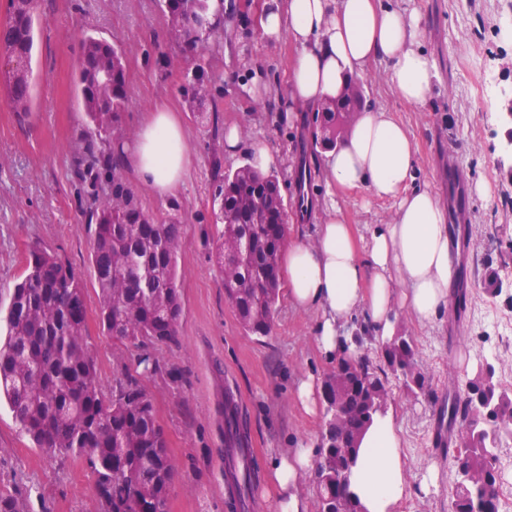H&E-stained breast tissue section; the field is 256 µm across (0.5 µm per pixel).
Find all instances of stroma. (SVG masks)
<instances>
[{
	"mask_svg": "<svg viewBox=\"0 0 512 512\" xmlns=\"http://www.w3.org/2000/svg\"><path fill=\"white\" fill-rule=\"evenodd\" d=\"M416 11L423 47L437 69L434 89L421 105L402 102L389 66L374 62L356 79L364 105L393 112L411 134L418 185L436 192L458 244L462 310L445 309L436 324L420 327L401 312L402 331L427 373L424 392L412 393L389 376L390 401L399 410L401 452L413 490L400 512H451L457 468L448 443V396L471 376L478 361L492 364L512 390V297H489L476 283L486 268L512 270V185L497 170L501 132L496 114L501 95L480 91L482 81L512 89V0H383ZM121 46L132 105L121 127L135 133L158 104L180 116L192 163L181 187L154 196L132 172L126 183L154 213L176 212L182 222L178 273L184 312L176 343L155 347L162 371L143 377L178 475L169 512H231L224 493V392L233 390L247 424L257 472L249 512H275L266 472L284 448L319 446L325 411L307 414L294 398L300 381L324 382L334 367L317 350L314 317L279 300L270 335L246 332L224 296V275L211 258L221 227L212 221L218 169H234L247 153L225 154L213 143L205 119L189 111L178 92L190 62L157 0H38L36 48L31 61L32 104L13 111L0 95V308L21 281L32 242H41L82 272L87 288V341L104 389L136 366L134 348L106 336L99 323L96 284L89 269L93 228L84 210L87 185L72 176L86 133L78 88L83 34ZM295 48L288 40L261 38L255 14L242 15L235 34L202 54L217 78L212 88L223 125L237 126L245 140L265 142L276 156L281 192L295 195L300 165L312 172L311 195L324 193V151L312 147L304 118L288 119V71ZM461 180L448 182L449 167ZM489 197L475 194L477 182ZM342 215L358 234L368 225L391 223V202L365 190L343 193ZM0 487L17 492L24 512H96L93 478L85 464L47 457L21 436L7 405H0Z\"/></svg>",
	"mask_w": 512,
	"mask_h": 512,
	"instance_id": "35a3bbf8",
	"label": "stroma"
}]
</instances>
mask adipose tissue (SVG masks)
<instances>
[{"label": "adipose tissue", "instance_id": "ef3b65f1", "mask_svg": "<svg viewBox=\"0 0 512 512\" xmlns=\"http://www.w3.org/2000/svg\"><path fill=\"white\" fill-rule=\"evenodd\" d=\"M259 34L288 38L296 47L285 103L294 116L335 99L350 75L377 60L388 63L397 95L410 104H423L437 77L422 47L419 16L381 0H264ZM123 162L154 195L173 193L191 163L176 114L163 106L150 112ZM322 175L328 193L319 203L323 217L315 238L290 241L280 261L289 304L314 314L316 346L334 361L357 354L350 329L356 314L381 340L393 336L402 308L421 325L434 323L452 301L459 255L446 208L433 190L417 186L412 139L389 112L360 113L326 154ZM361 188L397 206L392 223L370 225L364 237L342 220L336 200L337 191ZM398 419L387 407L360 440L350 491L363 512H399L407 495ZM316 454L311 447L288 448L273 459L267 480L278 491L277 512H308L300 477Z\"/></svg>", "mask_w": 512, "mask_h": 512}]
</instances>
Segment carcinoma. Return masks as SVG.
<instances>
[{
    "instance_id": "obj_1",
    "label": "carcinoma",
    "mask_w": 512,
    "mask_h": 512,
    "mask_svg": "<svg viewBox=\"0 0 512 512\" xmlns=\"http://www.w3.org/2000/svg\"><path fill=\"white\" fill-rule=\"evenodd\" d=\"M171 29L187 51L209 43L224 27L209 0H160ZM36 0H11L7 23L0 26V59L32 61ZM79 86L87 135L72 170L78 181L107 176L109 189L86 206L94 224L90 263L98 289V316L104 332L140 351L138 370L112 390L103 389L97 361L86 341L87 300L82 274L35 242L29 247L26 274L9 294L0 337V398L6 400L19 431L43 454L61 461L88 463L94 475L98 512H168L177 468L151 396L141 378L161 370L151 349L177 342L183 314L178 275L182 224L171 215L147 210L127 185L119 155L126 137L122 113L130 98L125 66L112 46L90 34L82 40ZM109 75L102 79V73ZM13 111L28 112L31 86L16 73H0ZM210 81L206 61L197 57L180 93L197 110L198 89ZM213 141L223 138L218 108L201 112ZM341 113L336 105L316 107L306 121L312 142L336 147ZM215 223L223 225L215 252L224 272V293L243 328L263 336L272 332L281 283L275 276L286 237L268 223L271 206L288 212L277 177L247 164L220 175L213 193ZM488 295L499 293L498 271L489 267L481 280ZM382 363L369 356L342 359L341 395L347 400L339 418L328 417L324 432L330 451L320 450L313 473L315 494L324 497L319 512H362L355 496L336 488V451L358 456L359 437L384 409L381 394L387 375H401L410 391H424L426 376L412 340L396 329L380 344ZM448 426L467 431L466 444L453 449L458 470L485 474L479 486L466 485L453 500V512H498L499 471L495 434L512 429V391L495 380L492 365L478 363L464 387L448 397ZM248 432L232 390L224 391L225 494L245 510L254 481L246 460ZM0 512H21L17 494L0 489Z\"/></svg>"
}]
</instances>
